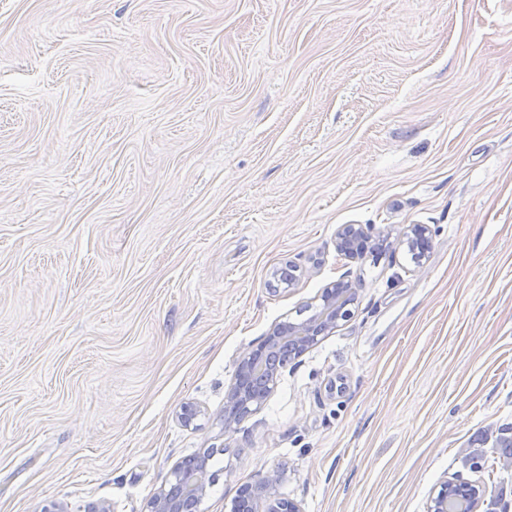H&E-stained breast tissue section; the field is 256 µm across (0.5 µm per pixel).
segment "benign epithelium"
I'll list each match as a JSON object with an SVG mask.
<instances>
[{"label":"benign epithelium","instance_id":"benign-epithelium-1","mask_svg":"<svg viewBox=\"0 0 512 512\" xmlns=\"http://www.w3.org/2000/svg\"><path fill=\"white\" fill-rule=\"evenodd\" d=\"M427 237V227L414 225L403 236L401 244L417 256L420 244ZM378 245L379 239L360 226L346 225L336 232V251L351 259L364 257ZM352 295L354 289L350 282L343 279L337 281L323 290L322 310L319 314L299 325L290 321L274 325L255 348L237 360L234 381L224 397V432L235 431L240 418L251 413L252 408H260L273 392L279 369L284 366V362H275L270 374L262 379L256 369L258 361L280 353L290 344L294 347L293 354H304L318 343V337L332 333L338 321L351 316L344 300ZM207 463L208 457L200 455L176 465L168 485L148 502V512H196L197 505L207 492ZM281 480L280 471L272 470L259 482L243 485L240 500L252 502L255 512L260 506L265 507V512H301L297 503L281 497ZM460 482L457 476L447 479L429 512H449V507L457 503L453 489Z\"/></svg>","mask_w":512,"mask_h":512}]
</instances>
